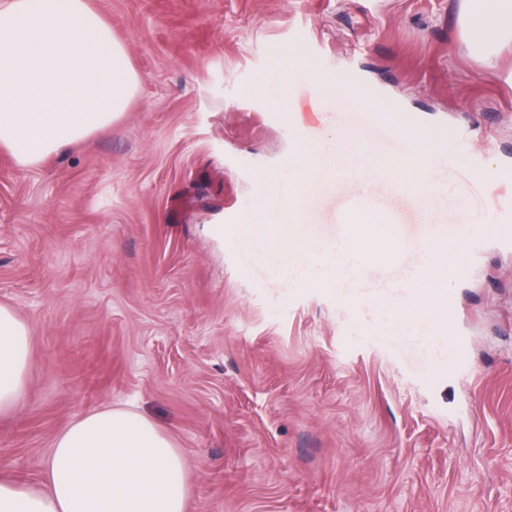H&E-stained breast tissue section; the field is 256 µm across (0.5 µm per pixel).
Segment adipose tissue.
Returning a JSON list of instances; mask_svg holds the SVG:
<instances>
[{"instance_id":"1","label":"adipose tissue","mask_w":512,"mask_h":512,"mask_svg":"<svg viewBox=\"0 0 512 512\" xmlns=\"http://www.w3.org/2000/svg\"><path fill=\"white\" fill-rule=\"evenodd\" d=\"M469 33L487 55L512 42V0H473ZM138 87L123 45L91 0H0V150L33 166L112 124ZM262 255L308 254L298 227L260 235ZM32 336L0 305V416L27 390ZM188 470L174 440L129 407L74 418L39 483L0 470V512H188Z\"/></svg>"}]
</instances>
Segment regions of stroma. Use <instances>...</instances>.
I'll use <instances>...</instances> for the list:
<instances>
[{"instance_id": "obj_1", "label": "stroma", "mask_w": 512, "mask_h": 512, "mask_svg": "<svg viewBox=\"0 0 512 512\" xmlns=\"http://www.w3.org/2000/svg\"><path fill=\"white\" fill-rule=\"evenodd\" d=\"M139 77L112 125L34 166L0 152V304L33 337L28 390L0 417V467L40 482L74 417L130 404L171 436L188 512H512V246L490 234L448 280L471 370L448 378L428 329L393 345L375 287L460 209L487 228L512 166V46L494 65L465 0H93ZM358 75L425 125L468 129L485 169L421 167L426 207L386 183L334 177L296 209L315 243L341 240L371 195L391 210L389 262L357 298L280 272L244 223L268 172L288 178L298 137L324 162L351 129L312 75ZM253 95H245V88ZM287 100L296 128L284 125Z\"/></svg>"}]
</instances>
